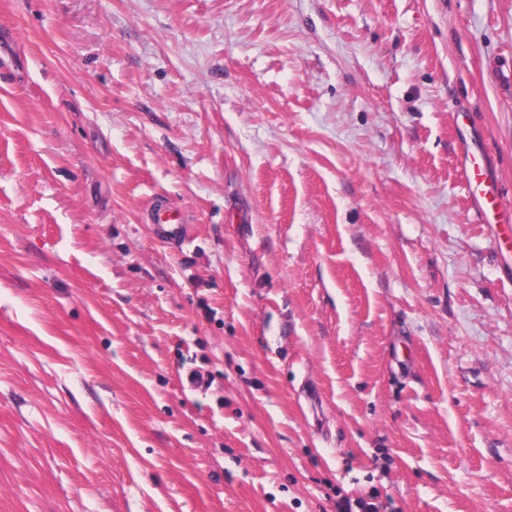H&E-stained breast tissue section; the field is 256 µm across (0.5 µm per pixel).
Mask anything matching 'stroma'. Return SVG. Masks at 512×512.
Listing matches in <instances>:
<instances>
[{"label": "stroma", "mask_w": 512, "mask_h": 512, "mask_svg": "<svg viewBox=\"0 0 512 512\" xmlns=\"http://www.w3.org/2000/svg\"><path fill=\"white\" fill-rule=\"evenodd\" d=\"M1 32L0 512H512V240L458 171L478 144L512 207V0ZM149 220L160 241L175 248H182L191 241L190 224L184 223L181 212L157 205L151 210Z\"/></svg>", "instance_id": "1"}]
</instances>
